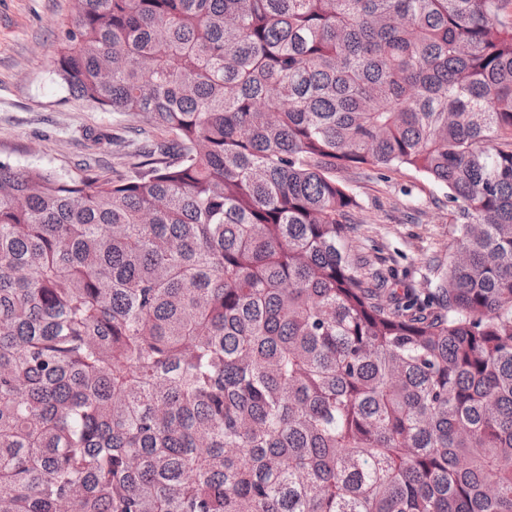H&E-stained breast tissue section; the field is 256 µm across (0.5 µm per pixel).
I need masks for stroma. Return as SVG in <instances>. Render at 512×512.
Listing matches in <instances>:
<instances>
[{"label":"stroma","mask_w":512,"mask_h":512,"mask_svg":"<svg viewBox=\"0 0 512 512\" xmlns=\"http://www.w3.org/2000/svg\"><path fill=\"white\" fill-rule=\"evenodd\" d=\"M72 12L73 0H0V158L62 173L96 158L104 172L122 170L138 146L139 120L75 101L53 72ZM336 177L360 203L352 256L370 255L397 294L427 296L456 245L445 188L407 168L340 169Z\"/></svg>","instance_id":"35a3bbf8"}]
</instances>
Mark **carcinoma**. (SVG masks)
Returning a JSON list of instances; mask_svg holds the SVG:
<instances>
[{
	"label": "carcinoma",
	"instance_id": "1",
	"mask_svg": "<svg viewBox=\"0 0 512 512\" xmlns=\"http://www.w3.org/2000/svg\"><path fill=\"white\" fill-rule=\"evenodd\" d=\"M54 73L170 134L0 160V512H512L503 0H81ZM459 224L430 298L336 169Z\"/></svg>",
	"mask_w": 512,
	"mask_h": 512
}]
</instances>
